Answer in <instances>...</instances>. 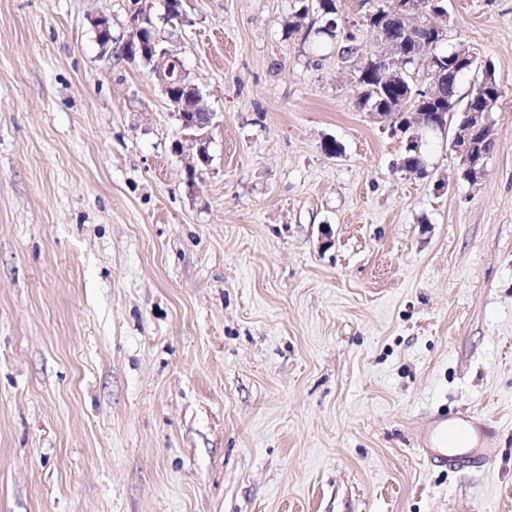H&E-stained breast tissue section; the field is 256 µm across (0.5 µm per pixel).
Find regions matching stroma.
<instances>
[{"label": "stroma", "instance_id": "1", "mask_svg": "<svg viewBox=\"0 0 512 512\" xmlns=\"http://www.w3.org/2000/svg\"><path fill=\"white\" fill-rule=\"evenodd\" d=\"M128 5L0 0V512H512V0H446L504 91L477 184L451 127L401 169L299 0L158 22L193 169ZM460 409L498 452L451 472L416 436ZM139 1V3H137ZM129 8V22L127 23L126 39L122 43V49L126 51L129 59L135 54L136 48L140 49L141 57L149 56L148 64L151 72L158 80L162 91L167 97L170 96L169 89L178 87L183 91V96L176 102L174 115L180 123V129L184 131L185 126L192 129L186 133L185 140L188 142V149L196 165L208 166L211 157L209 144L211 140V121L213 114L208 112L204 105L199 89L189 81L187 73L181 64V60L171 50L162 47L158 51L151 46L150 52L143 48L142 28L139 26L135 16H140L142 9L155 8L154 0H131Z\"/></svg>", "mask_w": 512, "mask_h": 512}]
</instances>
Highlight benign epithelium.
Segmentation results:
<instances>
[{"label": "benign epithelium", "instance_id": "7a95c632", "mask_svg": "<svg viewBox=\"0 0 512 512\" xmlns=\"http://www.w3.org/2000/svg\"><path fill=\"white\" fill-rule=\"evenodd\" d=\"M155 6V0H131L129 8V22L127 23L126 39L122 43V49L130 57L135 51H140L141 56L149 57L148 64L151 72L158 80L164 94H169V89L179 88L183 96L176 102L174 115L180 123V129L189 126L192 132L185 135L188 149L196 164L209 165L211 157L209 144L211 140V121L213 114L208 112L204 105L199 89L189 81L187 73L181 64V60L171 50L162 47L158 50L147 51L143 49L142 28L135 16L141 10ZM92 25L97 33L99 44L109 46L112 43L111 23L106 17H97L92 20ZM444 30L440 24L425 23L420 33L415 37L414 49L415 69L411 72L397 67L406 55L400 47V42L390 39L381 33L375 34L374 44L376 54L384 62L383 71L386 77L392 80L421 81L424 86L421 99H437L442 96L441 81L437 77L438 70L434 69L435 62L429 54L432 39L435 33ZM370 116L379 122L398 123L401 132L408 134L407 150L418 152L422 130H444L448 126V113L441 112L437 116H429L426 112L412 110L405 113L404 120L396 121V116L391 112H372ZM488 113L467 112L466 122L457 127L452 141V150L462 158L465 165L464 175L472 181H481L486 172L487 154L477 151L476 136L487 126Z\"/></svg>", "mask_w": 512, "mask_h": 512}]
</instances>
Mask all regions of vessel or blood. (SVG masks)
<instances>
[{"mask_svg": "<svg viewBox=\"0 0 512 512\" xmlns=\"http://www.w3.org/2000/svg\"><path fill=\"white\" fill-rule=\"evenodd\" d=\"M417 444L431 464L448 470L475 459L486 462L496 454L491 428L468 411L434 414L419 433Z\"/></svg>", "mask_w": 512, "mask_h": 512, "instance_id": "obj_1", "label": "vessel or blood"}]
</instances>
